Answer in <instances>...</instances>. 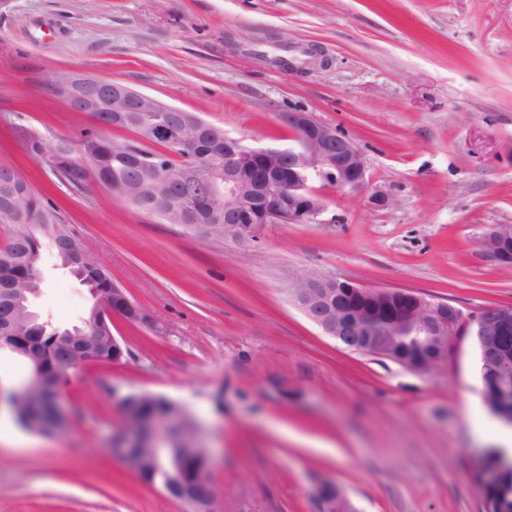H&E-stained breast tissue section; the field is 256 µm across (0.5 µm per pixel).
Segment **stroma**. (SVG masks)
<instances>
[{"mask_svg": "<svg viewBox=\"0 0 512 512\" xmlns=\"http://www.w3.org/2000/svg\"><path fill=\"white\" fill-rule=\"evenodd\" d=\"M316 47L301 72L273 64ZM123 83L250 146L283 147L285 113L353 138L368 189L324 188L319 222L217 242L98 186L59 187L13 126L48 143L90 125L49 90L60 71ZM50 198L84 251L161 330L113 318L121 361L67 387L60 438H0V512H185L113 457L116 396L185 408L212 455L216 512H317L336 483L359 512H479L473 478L497 447L476 347L456 336L418 374L343 349L294 303L310 272L402 288L470 311L512 304V270L479 247L512 224V0H8L0 7V166ZM379 190L392 204L379 208ZM31 308L81 323L84 286L41 256Z\"/></svg>", "mask_w": 512, "mask_h": 512, "instance_id": "35a3bbf8", "label": "stroma"}]
</instances>
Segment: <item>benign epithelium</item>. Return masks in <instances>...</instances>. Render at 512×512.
Instances as JSON below:
<instances>
[{"mask_svg":"<svg viewBox=\"0 0 512 512\" xmlns=\"http://www.w3.org/2000/svg\"><path fill=\"white\" fill-rule=\"evenodd\" d=\"M51 89L71 111L89 116L95 112L154 113L140 139L148 145L159 138L174 148L183 147L200 136L208 124L187 121L185 114L173 118L178 108L134 90L122 83L99 80L67 71L55 76ZM285 123L293 131L294 145L288 148L248 147L240 140L224 136V166L210 168L189 188L177 195L164 193L154 197L159 206L179 213L180 223H191L192 203L201 197L224 199V214L217 223L224 225V239L247 245L259 237L261 224L312 223L326 210L320 188L329 186L339 191L359 193L366 189V164L356 142L339 130L316 121L307 112H290ZM166 156L145 155L133 178L154 175L162 179L168 169ZM20 174L12 167L0 166V206L19 209L14 194ZM483 251L499 266L512 269V225L495 224L481 238ZM368 297L370 303L348 308L344 299L349 294ZM292 297L304 314L322 332L344 349L361 355L387 357L402 367L420 374L436 370L448 354L454 336H470L481 350V360L494 366L503 376L512 373V364L499 358V337L512 324V305L486 306L464 313L448 302L428 300L406 289L368 290L347 278L309 273L294 282ZM30 297L21 288L0 290V339H12L13 315L29 305ZM102 318L118 315L127 321L145 322L147 317L133 304L120 287L99 302ZM17 352L32 365V379L10 397L11 408L35 415L45 401L34 379L40 376L38 357L30 348ZM89 359L67 356L59 363L56 392L53 399L58 415L64 417L61 401L71 378ZM121 430L112 442V455L124 468L140 471L142 454L149 449L162 454L170 440L183 431L184 410L171 408L162 420L133 421L128 413V399L119 397ZM206 467L196 483H185L178 471V461L160 473L154 481L160 492L185 504L190 512L211 508L214 498L212 459L205 451ZM512 467V459L500 455L492 462L482 455L475 477L484 484L495 481L499 471ZM336 490V501L348 512H358L353 502L333 481L315 488V500L321 512H332L333 505L323 503L325 491Z\"/></svg>","mask_w":512,"mask_h":512,"instance_id":"obj_1","label":"benign epithelium"}]
</instances>
